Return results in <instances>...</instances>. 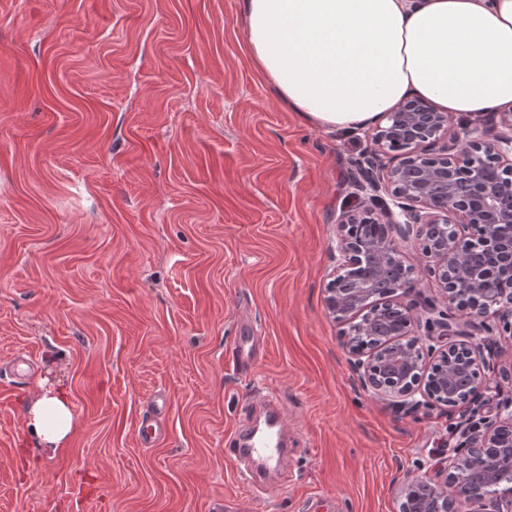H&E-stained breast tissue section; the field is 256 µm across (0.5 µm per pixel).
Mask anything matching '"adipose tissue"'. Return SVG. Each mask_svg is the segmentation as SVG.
<instances>
[{
	"label": "adipose tissue",
	"instance_id": "adipose-tissue-1",
	"mask_svg": "<svg viewBox=\"0 0 512 512\" xmlns=\"http://www.w3.org/2000/svg\"><path fill=\"white\" fill-rule=\"evenodd\" d=\"M253 66L308 126H366L409 97L461 118L512 110V0H241ZM39 447L63 446L62 386L20 404Z\"/></svg>",
	"mask_w": 512,
	"mask_h": 512
}]
</instances>
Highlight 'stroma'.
I'll list each match as a JSON object with an SVG mask.
<instances>
[{"label": "stroma", "mask_w": 512, "mask_h": 512, "mask_svg": "<svg viewBox=\"0 0 512 512\" xmlns=\"http://www.w3.org/2000/svg\"><path fill=\"white\" fill-rule=\"evenodd\" d=\"M368 146L277 103L239 0H0V512H399L463 413L370 397L325 308ZM41 381L75 416L53 454ZM267 390L295 450L254 497L224 441ZM39 391L25 398L20 413L38 448H61L72 431L74 415L67 390L60 384L47 389L38 382Z\"/></svg>", "instance_id": "obj_1"}]
</instances>
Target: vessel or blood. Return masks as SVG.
Returning a JSON list of instances; mask_svg holds the SVG:
<instances>
[{
    "mask_svg": "<svg viewBox=\"0 0 512 512\" xmlns=\"http://www.w3.org/2000/svg\"><path fill=\"white\" fill-rule=\"evenodd\" d=\"M265 418L262 424L242 421L228 439V453L235 460L240 482L249 490L266 489V474L284 467L288 455L287 431L282 411L274 397L263 398Z\"/></svg>",
    "mask_w": 512,
    "mask_h": 512,
    "instance_id": "b4317fda",
    "label": "vessel or blood"
}]
</instances>
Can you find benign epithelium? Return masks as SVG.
Masks as SVG:
<instances>
[{"label": "benign epithelium", "mask_w": 512, "mask_h": 512, "mask_svg": "<svg viewBox=\"0 0 512 512\" xmlns=\"http://www.w3.org/2000/svg\"><path fill=\"white\" fill-rule=\"evenodd\" d=\"M356 183L359 206L336 222V268L325 305L364 390L404 415L423 407L493 403V416L460 423V441L433 476L397 487L400 512H485L512 471V394L493 392V325L512 335V114L483 131L451 127L448 113L410 98L385 114ZM420 240L428 274L447 299L424 295L400 241ZM389 310L373 347L374 316ZM425 316L424 333L414 330ZM457 356V364L440 358Z\"/></svg>", "instance_id": "benign-epithelium-1"}]
</instances>
